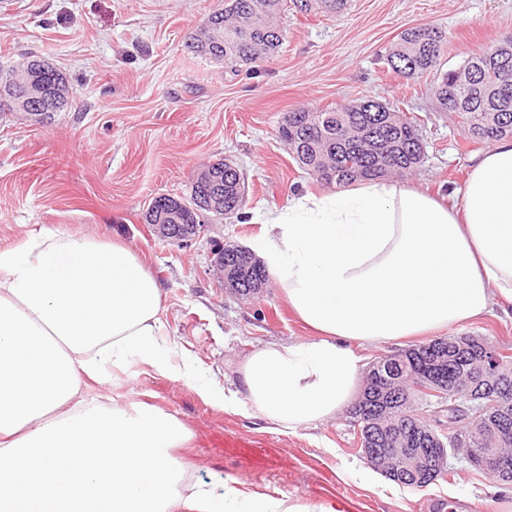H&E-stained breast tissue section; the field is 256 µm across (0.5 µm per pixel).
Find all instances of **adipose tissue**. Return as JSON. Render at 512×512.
<instances>
[{"label": "adipose tissue", "instance_id": "1", "mask_svg": "<svg viewBox=\"0 0 512 512\" xmlns=\"http://www.w3.org/2000/svg\"><path fill=\"white\" fill-rule=\"evenodd\" d=\"M258 248L315 337L269 344L225 409L288 432L335 419L378 345L512 305V140L470 167L461 205L393 179L267 211ZM164 294L128 244L65 232L0 247V512H327L186 481L190 436L145 405L82 395L161 341Z\"/></svg>", "mask_w": 512, "mask_h": 512}]
</instances>
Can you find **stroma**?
<instances>
[{
    "mask_svg": "<svg viewBox=\"0 0 512 512\" xmlns=\"http://www.w3.org/2000/svg\"><path fill=\"white\" fill-rule=\"evenodd\" d=\"M224 0H0V68L36 55L70 81V103L51 119L0 117V247L46 226L72 234L116 236L143 259L165 294L162 332L175 353L134 358L112 369V382H88L103 403L145 404L177 417L192 433L180 455L191 480L216 496L225 485L336 512H512V488L453 462L446 478L424 488L368 485V464L347 413L288 432L226 411L224 387L254 350L311 337L281 288L228 294L213 266L215 243L254 246L268 210L331 187L302 169L278 134L285 113L361 98L402 104L424 120L427 157L408 183L457 199L473 144L455 114L438 111L428 78L409 81L385 60L401 32L446 30L443 68L512 36V0H347L337 14L291 7L279 24L284 44L253 72L235 75L192 52L188 36ZM225 159L247 186L234 216L211 224L186 247L154 234L144 214L159 195L188 196L196 169ZM463 332L512 349V313L436 330ZM192 364L197 377L171 366ZM236 436L240 447L224 445Z\"/></svg>",
    "mask_w": 512,
    "mask_h": 512,
    "instance_id": "obj_1",
    "label": "stroma"
}]
</instances>
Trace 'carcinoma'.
<instances>
[{"label":"carcinoma","mask_w":512,"mask_h":512,"mask_svg":"<svg viewBox=\"0 0 512 512\" xmlns=\"http://www.w3.org/2000/svg\"><path fill=\"white\" fill-rule=\"evenodd\" d=\"M309 10L315 4L330 12L340 11L345 0H293ZM287 0H224V8L213 12L190 36L188 47L210 60L221 58L224 68L239 72L273 57L284 41L283 30L274 22ZM508 48L474 53L455 68L440 69L447 52L448 34L423 26L401 33L386 57L390 69L408 79L419 80L435 73L430 91L443 112L455 113L476 142H493L512 135V40ZM34 85L43 92L41 106L30 111L44 117L64 110L69 104V86L63 76L45 60L31 56L22 64L17 82L0 91V114L12 111V96ZM279 137L289 146L300 167L327 184L347 185L362 179L404 175L420 166L425 153L424 138L417 117H410L397 105L373 99L351 101L334 108L299 109L283 116ZM224 195V215L237 213L245 198L239 195L240 175L224 166L220 177ZM162 204L145 213L148 224H193L199 215L183 204L182 198L161 195ZM224 268L237 279L243 293L268 284L261 268H246L232 249L224 250ZM475 350L453 349L432 340L412 348L378 357V362L396 361L403 369L401 384L413 383L434 361H439L448 379L473 360ZM379 388L359 397L350 411L359 430L369 428L376 438L361 447L366 454L395 448V440L385 439L378 424L408 434L412 447H430L427 432L434 429L425 411L408 415L402 409L403 392L391 383L379 381ZM512 431V407L495 412L474 428L471 446L462 452L489 448L502 431ZM444 478H432L402 464L391 481L406 487L422 488Z\"/></svg>","instance_id":"obj_1"}]
</instances>
